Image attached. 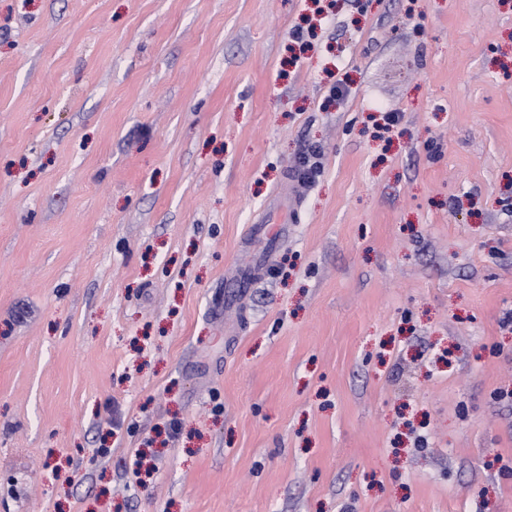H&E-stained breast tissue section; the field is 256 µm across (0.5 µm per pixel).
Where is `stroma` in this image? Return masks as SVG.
<instances>
[{
  "label": "stroma",
  "mask_w": 512,
  "mask_h": 512,
  "mask_svg": "<svg viewBox=\"0 0 512 512\" xmlns=\"http://www.w3.org/2000/svg\"><path fill=\"white\" fill-rule=\"evenodd\" d=\"M0 512H512V0H0Z\"/></svg>",
  "instance_id": "1"
}]
</instances>
